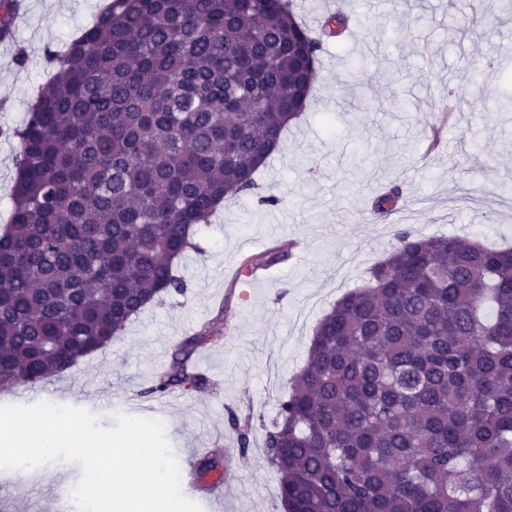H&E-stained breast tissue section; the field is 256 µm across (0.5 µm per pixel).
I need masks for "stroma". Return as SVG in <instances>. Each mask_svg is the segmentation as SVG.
<instances>
[{
    "label": "stroma",
    "mask_w": 512,
    "mask_h": 512,
    "mask_svg": "<svg viewBox=\"0 0 512 512\" xmlns=\"http://www.w3.org/2000/svg\"><path fill=\"white\" fill-rule=\"evenodd\" d=\"M22 2L14 41L0 44V225L16 178L18 142L7 131L50 75L47 50L89 27L107 0ZM334 8L347 28L324 44L302 117L256 188L225 202L181 257L185 294L145 308L106 349L37 384L36 398L14 387L0 392V405L67 403L111 428L133 400L141 416L164 423L180 463L216 442L233 449L228 418L237 416L250 424V448L223 465L224 512H282L265 433L319 319L386 257L396 229L512 247V113L495 107L512 94V53L501 48L512 17L492 0H334ZM352 59L367 70L348 72ZM391 185L403 206L373 216L375 194ZM273 191L282 203L261 204ZM280 242L292 243L290 259L239 276L245 258ZM205 325L222 340L200 349L195 366L214 390L147 395L175 346ZM51 468L46 480L35 468L29 484H0V512H52L58 484L75 486L81 468Z\"/></svg>",
    "instance_id": "1"
}]
</instances>
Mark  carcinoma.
Instances as JSON below:
<instances>
[{
  "mask_svg": "<svg viewBox=\"0 0 512 512\" xmlns=\"http://www.w3.org/2000/svg\"><path fill=\"white\" fill-rule=\"evenodd\" d=\"M289 0H109L36 89L0 230V390L63 378L164 295L174 263L306 108L323 38ZM397 186L374 199L392 211ZM318 321L266 434L283 512H512V248L394 233ZM279 246L251 261L282 263ZM185 338L144 391L205 390ZM240 456L249 429L236 416ZM224 449L195 465L202 480Z\"/></svg>",
  "mask_w": 512,
  "mask_h": 512,
  "instance_id": "1",
  "label": "carcinoma"
}]
</instances>
